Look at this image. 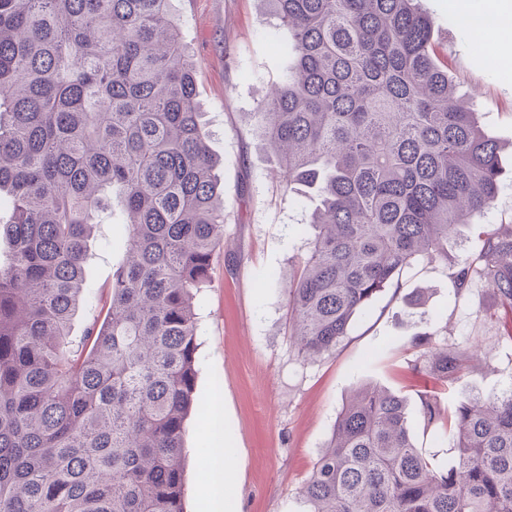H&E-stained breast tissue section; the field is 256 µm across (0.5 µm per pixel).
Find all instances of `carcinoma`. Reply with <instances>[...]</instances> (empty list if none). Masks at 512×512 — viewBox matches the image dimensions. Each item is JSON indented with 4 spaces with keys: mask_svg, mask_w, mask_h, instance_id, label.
<instances>
[{
    "mask_svg": "<svg viewBox=\"0 0 512 512\" xmlns=\"http://www.w3.org/2000/svg\"><path fill=\"white\" fill-rule=\"evenodd\" d=\"M288 32L256 113L316 228L288 288L306 359L421 262L448 265L456 226L500 190V148L456 99L416 0H269ZM171 0H0V512H185L194 299L224 245V205ZM129 216L103 317L75 342L87 242L108 198ZM493 290L512 344V224L451 269ZM414 337V370L450 386L467 351ZM456 449L432 463L408 400L361 383L301 496L305 512H512V388L445 407L416 392Z\"/></svg>",
    "mask_w": 512,
    "mask_h": 512,
    "instance_id": "1",
    "label": "carcinoma"
}]
</instances>
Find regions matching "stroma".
<instances>
[{
    "label": "stroma",
    "mask_w": 512,
    "mask_h": 512,
    "mask_svg": "<svg viewBox=\"0 0 512 512\" xmlns=\"http://www.w3.org/2000/svg\"><path fill=\"white\" fill-rule=\"evenodd\" d=\"M418 6L433 23L435 53L458 96L501 147L499 196L479 224L455 228L447 265L407 272L400 287L385 289L354 318L335 350L310 361L290 334L287 288L314 235L315 203L286 199L283 173L255 119L285 66L287 33L269 0H172L196 65L197 100L220 160L224 198V246L195 299L196 396L215 411L186 423V512H206L203 489L224 450L230 512H303L300 490L353 388L372 381L414 397L410 340L418 334L439 332L472 354L461 377L439 390L442 403L512 387V348L499 342L486 314L491 288L474 283L468 299L459 300L449 270L468 258L480 228L512 224V70L492 62L499 33L475 38L462 20L466 11L485 13L488 0ZM125 220L113 207L89 238L74 338L106 302L124 259Z\"/></svg>",
    "instance_id": "stroma-1"
}]
</instances>
